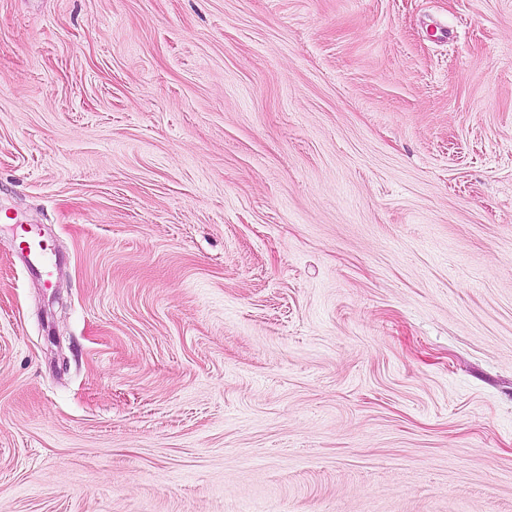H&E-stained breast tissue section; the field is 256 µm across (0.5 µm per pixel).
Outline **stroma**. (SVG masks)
<instances>
[{
	"mask_svg": "<svg viewBox=\"0 0 512 512\" xmlns=\"http://www.w3.org/2000/svg\"><path fill=\"white\" fill-rule=\"evenodd\" d=\"M247 507L512 512V0H0V512ZM26 235L16 241L15 246L20 251H26L28 267L33 273H38L50 283L53 267V252L47 242L42 240L32 229L25 231ZM24 244V246H23Z\"/></svg>",
	"mask_w": 512,
	"mask_h": 512,
	"instance_id": "35a3bbf8",
	"label": "stroma"
}]
</instances>
